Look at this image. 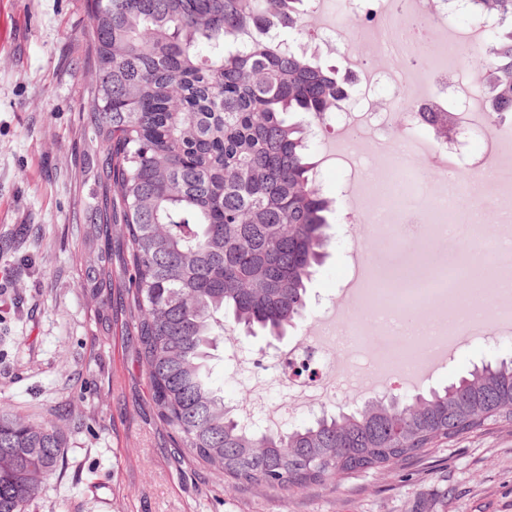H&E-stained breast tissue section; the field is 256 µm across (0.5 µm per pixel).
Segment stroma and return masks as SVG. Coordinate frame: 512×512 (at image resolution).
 Listing matches in <instances>:
<instances>
[{
    "label": "stroma",
    "instance_id": "35a3bbf8",
    "mask_svg": "<svg viewBox=\"0 0 512 512\" xmlns=\"http://www.w3.org/2000/svg\"><path fill=\"white\" fill-rule=\"evenodd\" d=\"M87 0H0V255L12 278L0 287V410L56 422L62 458L48 493L27 512H512V423H497L407 461L294 493L231 485L180 453L155 416L122 277L121 225L112 227V288L80 287L82 257L97 244L84 222L97 184L85 154L86 90L93 80L82 38ZM329 203L326 257L307 308L286 336L216 347L213 386L230 408L288 403L278 355L309 339L353 256L387 259L342 195L343 174L325 154L333 123L305 126ZM512 358V337L471 341L439 363L443 386L473 366Z\"/></svg>",
    "mask_w": 512,
    "mask_h": 512
}]
</instances>
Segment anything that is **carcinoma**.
<instances>
[{"instance_id": "carcinoma-1", "label": "carcinoma", "mask_w": 512, "mask_h": 512, "mask_svg": "<svg viewBox=\"0 0 512 512\" xmlns=\"http://www.w3.org/2000/svg\"><path fill=\"white\" fill-rule=\"evenodd\" d=\"M304 0H88L94 79L88 148L98 201L83 287H112V224L123 226L138 361L177 447L220 478L294 492L397 465L512 420V360L409 402L378 397L277 432L247 429L211 384L224 319L278 338L303 316L324 255L328 203L302 125L336 112L333 66L268 31L294 29ZM504 29L485 55L490 115L512 112V0H466ZM248 34L251 43L239 45ZM433 131L454 112H425ZM51 421L0 413V512H26L60 462Z\"/></svg>"}]
</instances>
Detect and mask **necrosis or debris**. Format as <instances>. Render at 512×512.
Masks as SVG:
<instances>
[{"label": "necrosis or debris", "instance_id": "obj_1", "mask_svg": "<svg viewBox=\"0 0 512 512\" xmlns=\"http://www.w3.org/2000/svg\"><path fill=\"white\" fill-rule=\"evenodd\" d=\"M460 0H357L354 16L336 9L334 0H315L314 13L325 17L321 36L344 40L352 46L347 61L360 72L370 95L353 111L334 113L346 134L367 142L368 155H344L347 197L356 189L384 184L369 195L363 221L390 249L408 255V264L390 278H368V316L391 345L378 353L360 324L324 321L326 339H309L302 349L288 351L284 362L310 358L317 374L305 381L284 373L294 399L315 406L344 391L355 392L363 379L387 389L415 377L422 364L441 351L487 335L489 322L512 327V237L493 233L484 223V196L473 195L466 180L469 165L464 155L452 153L437 177H428L422 165L433 145L420 131L417 110L438 108L439 91L463 87L467 110L464 129L498 144L502 156L491 177L499 202L497 217L512 216V131L498 130L482 110L480 66L471 49L484 43L493 31L492 20L480 17L466 31L448 23V11ZM408 117L394 125L393 113ZM446 243L460 260L450 266L431 261L438 243ZM492 257L487 288L506 293L493 312L474 306L468 289L478 275V256ZM447 302L445 317L426 327L425 334L410 339L405 329L407 313L419 312L431 300ZM349 351L345 375L335 372L337 347Z\"/></svg>", "mask_w": 512, "mask_h": 512}]
</instances>
